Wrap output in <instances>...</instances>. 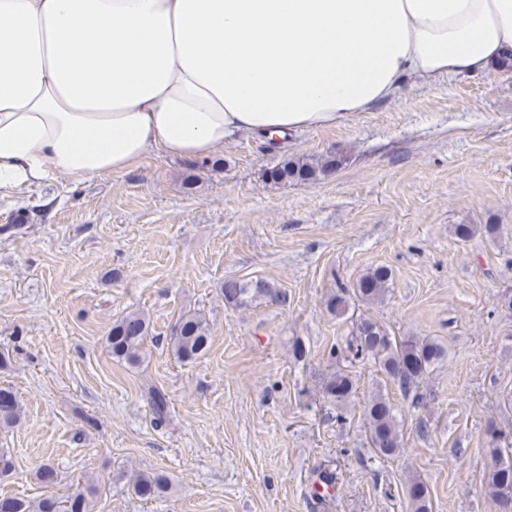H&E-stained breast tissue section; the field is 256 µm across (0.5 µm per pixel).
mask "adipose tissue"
Returning <instances> with one entry per match:
<instances>
[{
  "label": "adipose tissue",
  "instance_id": "1",
  "mask_svg": "<svg viewBox=\"0 0 512 512\" xmlns=\"http://www.w3.org/2000/svg\"><path fill=\"white\" fill-rule=\"evenodd\" d=\"M512 52V0H0V197L331 127Z\"/></svg>",
  "mask_w": 512,
  "mask_h": 512
}]
</instances>
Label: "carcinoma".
Returning a JSON list of instances; mask_svg holds the SVG:
<instances>
[{
  "label": "carcinoma",
  "instance_id": "1",
  "mask_svg": "<svg viewBox=\"0 0 512 512\" xmlns=\"http://www.w3.org/2000/svg\"><path fill=\"white\" fill-rule=\"evenodd\" d=\"M334 157H291L265 174V179L276 183L314 182L336 167ZM391 271L385 266L368 269L356 281L353 294L357 300L373 304L385 298L390 288ZM226 303L247 307L262 297L274 296L277 291L262 280L227 279L222 285ZM150 334V322L138 312L128 313L112 323L107 333V347L113 357L136 363L141 359L143 347ZM177 359L188 362L206 352L210 343V329L205 316L187 312L180 316L169 338ZM447 349L440 341L420 336H390L382 326L369 317L357 320L355 331L346 345L344 358L371 360L383 375L396 382L404 394H409L430 373L431 368L442 362ZM354 390V380L339 368L332 373L324 386L325 393L343 403ZM148 401L156 420L162 422L167 415L165 395L156 388L148 390ZM22 406L16 394L0 388V424L12 425L21 416ZM366 421L371 445L387 457L398 454L402 448L399 424L391 401L376 394L366 409ZM491 466L489 488L501 512H512V460L503 461L502 450H490ZM135 494L150 498L164 490L162 479L144 473L132 479ZM408 497L413 512H430L427 487L413 479L409 482ZM0 512H88V492L75 488L66 500L47 496L36 502L10 495H0Z\"/></svg>",
  "mask_w": 512,
  "mask_h": 512
}]
</instances>
